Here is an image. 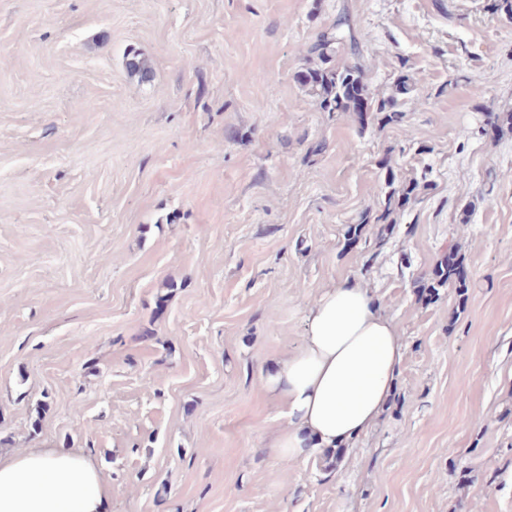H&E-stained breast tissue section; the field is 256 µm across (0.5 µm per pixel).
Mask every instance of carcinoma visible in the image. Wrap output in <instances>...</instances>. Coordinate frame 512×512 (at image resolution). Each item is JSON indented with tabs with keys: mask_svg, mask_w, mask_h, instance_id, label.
I'll return each mask as SVG.
<instances>
[{
	"mask_svg": "<svg viewBox=\"0 0 512 512\" xmlns=\"http://www.w3.org/2000/svg\"><path fill=\"white\" fill-rule=\"evenodd\" d=\"M356 33V24L351 16L348 14L339 16L332 27L322 32L308 47L307 60L310 66L300 72L299 81L308 88L311 96L324 112L353 114L362 126L365 125L366 116L369 113L380 128L396 124L403 118V111L400 110L401 97L413 90L412 79L407 74H401L396 79L394 91L390 96L375 97L368 84L366 65L360 53H354V59L351 62L336 61V55L341 47L347 44L357 46ZM395 179V173L389 172L387 187L390 191L385 210L374 218L370 213H364L360 224L350 226L346 230L348 240H359L363 224L371 222L381 224L388 221L393 212L392 204L400 205L405 199L428 187L425 171L420 177H413L398 188L394 187ZM461 268L460 259L453 254L449 255L444 261L438 263L432 277L419 285L420 290L429 296H435L439 293V289L453 283L458 288L459 294H465L466 280L461 276Z\"/></svg>",
	"mask_w": 512,
	"mask_h": 512,
	"instance_id": "carcinoma-1",
	"label": "carcinoma"
}]
</instances>
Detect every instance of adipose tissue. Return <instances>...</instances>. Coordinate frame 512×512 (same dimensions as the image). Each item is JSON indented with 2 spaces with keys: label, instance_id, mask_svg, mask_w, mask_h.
I'll return each mask as SVG.
<instances>
[{
  "label": "adipose tissue",
  "instance_id": "ef3b65f1",
  "mask_svg": "<svg viewBox=\"0 0 512 512\" xmlns=\"http://www.w3.org/2000/svg\"><path fill=\"white\" fill-rule=\"evenodd\" d=\"M303 346L265 381L286 426L272 447L301 460L367 431L393 391L405 346L360 276L324 289L308 308ZM110 491L81 452L27 450L0 457V512H108Z\"/></svg>",
  "mask_w": 512,
  "mask_h": 512
}]
</instances>
